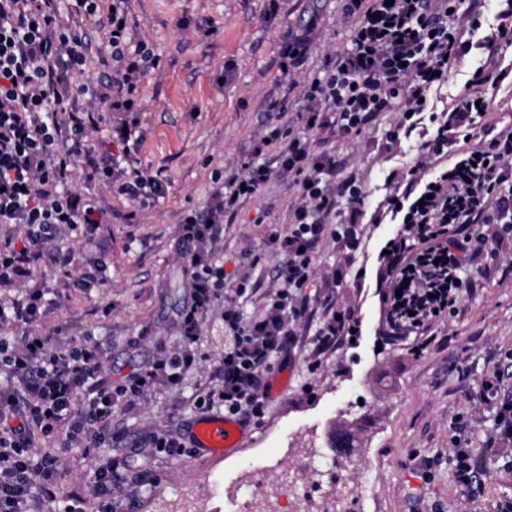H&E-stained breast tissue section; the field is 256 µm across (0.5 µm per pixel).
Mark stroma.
I'll use <instances>...</instances> for the list:
<instances>
[{"instance_id":"obj_1","label":"stroma","mask_w":512,"mask_h":512,"mask_svg":"<svg viewBox=\"0 0 512 512\" xmlns=\"http://www.w3.org/2000/svg\"><path fill=\"white\" fill-rule=\"evenodd\" d=\"M269 7V0H130L128 31L159 59L140 85L136 156L145 173L166 178L167 195L132 202L75 175L69 189L108 208L110 221L93 238L69 239L72 266L39 267L31 281L49 291L42 328L51 334L50 347L100 345L113 384L144 365L158 343L177 344L175 322L188 280L174 247L176 227L187 211L210 203L219 179L243 170L255 135L277 123L271 104L281 100L285 83L278 47L306 18L293 0H282L272 18ZM320 15L317 62L346 37L336 0H322ZM419 143L416 135L390 143L375 132L330 146L365 186L366 215L355 227L357 248L325 239L304 295L316 311L327 300L351 310L358 335L320 352L316 322L300 324L287 384L273 390L260 423L241 429L235 447L216 460H201L190 449L176 458L140 449L119 492L123 505L132 512H224L226 489L284 448L292 469L310 471L322 484L323 496L311 501L306 485L294 488L305 512H329L346 500L351 512H499L512 499V440L500 435L495 409L476 399L512 352V277L503 274L512 263V242L503 244L477 288L457 313L432 327L428 339L386 333L377 279L381 249L394 230L384 212L392 191L386 176L410 164ZM294 194L288 181L273 182L262 197L237 203L224 227L218 259L226 273L246 272L260 283L243 300L246 314L262 310L273 286L278 258L267 236L270 229H286ZM263 209L269 215L256 223ZM87 273L100 275L99 288L85 294L67 287L68 279ZM223 311L219 303L205 316L198 362L178 388L159 389L136 410L114 415L112 425L124 432L127 445L148 432H184L196 412V393L216 383L214 371L224 357ZM461 415L470 425L463 438L454 428ZM339 427L351 433L355 449L336 466L327 440ZM64 442L60 434L36 445L57 459L59 494L83 491L88 512H98L92 475L114 451ZM460 446L470 449L483 472L481 491L456 479L454 450ZM141 467L152 474V484L137 482Z\"/></svg>"}]
</instances>
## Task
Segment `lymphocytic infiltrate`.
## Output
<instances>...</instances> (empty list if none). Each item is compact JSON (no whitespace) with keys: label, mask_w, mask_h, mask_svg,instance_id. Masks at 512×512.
Listing matches in <instances>:
<instances>
[{"label":"lymphocytic infiltrate","mask_w":512,"mask_h":512,"mask_svg":"<svg viewBox=\"0 0 512 512\" xmlns=\"http://www.w3.org/2000/svg\"><path fill=\"white\" fill-rule=\"evenodd\" d=\"M349 26L347 42L327 56L305 83L293 76L306 63L308 32L288 35L279 46L280 66L297 90L294 112L255 144L243 172L232 174L206 208L192 211L176 231L189 300L179 314L180 344L160 347L146 366L116 386L103 375L100 346L54 350L39 326L46 291L28 287L44 259L73 262L64 240L92 237L108 223L105 210L69 190L76 161L104 112H111L113 150L91 159L84 177L114 186L138 201L160 198L164 181L143 175L132 156L139 83L157 59L127 31L128 0H76L87 14L107 8L106 79L94 93L93 109L69 108L71 78L84 73L91 45L80 25L63 18L57 0H0V226L15 233L0 238V512H31L35 499L57 501L56 460L37 453L35 437L65 434L68 444L98 448L120 441L112 428L116 405L131 406L155 387L179 386L197 363L204 316L224 304V358L217 389L197 396L200 410L221 407L239 424L263 418L275 362H288L297 327L310 309L303 295L315 273L326 237H346L357 223L367 192L353 176L341 175L329 140H347L375 129L383 113L398 122L389 138L411 137L423 120L424 139L405 186L392 203L398 225L382 257L381 296L387 333L424 336L447 319L473 288L476 276L512 236V120L495 113L487 89L506 74L497 54L512 43V0H496L492 32L481 42L466 38L454 19H480L479 0H337ZM482 49L485 59L470 79L477 95L456 99L447 112L432 114L430 90L444 83L457 59ZM275 179L291 181L296 197L286 230L271 231L279 257L274 288L261 313L245 315L239 299L249 278L227 276L213 261L224 242L225 218L239 200L260 197ZM315 331L319 348L358 333L352 316L322 306ZM20 325L14 339L5 328Z\"/></svg>","instance_id":"f902f5d3"}]
</instances>
